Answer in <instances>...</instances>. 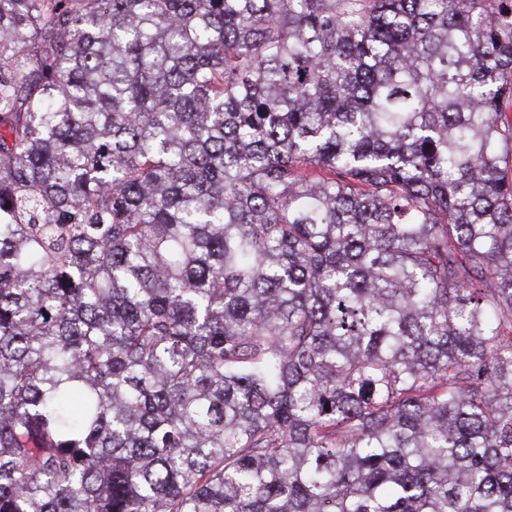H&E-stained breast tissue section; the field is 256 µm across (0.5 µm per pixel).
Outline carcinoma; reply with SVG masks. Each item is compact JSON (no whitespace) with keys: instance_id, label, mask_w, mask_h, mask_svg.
I'll return each mask as SVG.
<instances>
[{"instance_id":"cac0c4a2","label":"carcinoma","mask_w":512,"mask_h":512,"mask_svg":"<svg viewBox=\"0 0 512 512\" xmlns=\"http://www.w3.org/2000/svg\"><path fill=\"white\" fill-rule=\"evenodd\" d=\"M512 0H0V512H512Z\"/></svg>"}]
</instances>
